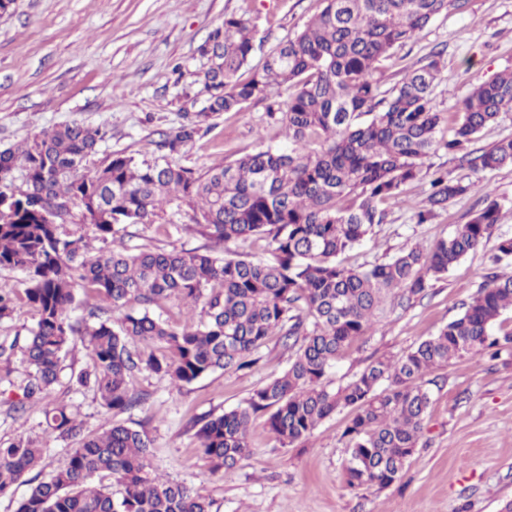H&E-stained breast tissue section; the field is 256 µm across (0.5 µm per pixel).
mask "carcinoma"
Returning <instances> with one entry per match:
<instances>
[{"mask_svg": "<svg viewBox=\"0 0 512 512\" xmlns=\"http://www.w3.org/2000/svg\"><path fill=\"white\" fill-rule=\"evenodd\" d=\"M460 2L320 0L305 28L273 49L245 82L236 75L253 55L256 30L241 17L224 18L200 47L210 61L199 79L205 111L186 116L162 147L176 152L201 123L241 112L283 87L288 99L278 120L286 150L259 149L203 173L122 154L88 171L104 132L72 122L0 151V269L26 275L25 298L38 314L21 347L28 366L23 399L11 411L41 402L45 420L42 437L0 444V496L25 481L50 441L77 444L63 466L31 488L17 512H212V502L197 489L153 473L146 431L110 422L87 434L78 407L47 401L62 357L79 344L89 364L72 382L93 390L110 416L145 404L147 394L128 388L135 371L167 377L181 388L217 370L252 366L266 339L277 335L293 351L288 369L255 389L245 407L196 432L212 470L227 473L249 455L254 415L267 416L269 431L290 445L337 410L351 408L343 432L346 484L386 488L401 479L432 404L424 377L466 355L512 345V330L493 334L512 308V275L493 273L436 335L373 361L343 387L327 382L329 370L368 332L391 293L401 292L408 302L423 298L432 280L483 246L505 207V200L486 195L482 209L429 251L414 247L358 267L342 259L385 222L382 205L422 179V161L435 148L475 174L512 165V138L474 147L483 129L512 111V67L469 90L448 138L440 136L445 117L434 103L442 52L405 70L388 91L375 79L395 48ZM16 170L24 176L21 186L13 180ZM475 188L450 172L434 173L416 223L432 222ZM166 205L192 210L199 232L216 246L267 235L269 257L129 251L119 233L154 223ZM77 224L103 247L89 253L84 234L69 229ZM494 263L512 265V237H498ZM77 287L84 293L78 304ZM131 298L141 310H127ZM169 298L187 309L179 327L150 314ZM77 309L82 313L74 318ZM131 339L143 347L130 350ZM106 477L117 490L102 484Z\"/></svg>", "mask_w": 512, "mask_h": 512, "instance_id": "carcinoma-1", "label": "carcinoma"}]
</instances>
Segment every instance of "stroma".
<instances>
[{
  "mask_svg": "<svg viewBox=\"0 0 512 512\" xmlns=\"http://www.w3.org/2000/svg\"><path fill=\"white\" fill-rule=\"evenodd\" d=\"M319 8V0H15L0 14V150L71 122L107 133L87 162L91 170L123 153L146 161L166 155L201 173L261 147L287 148L282 125L269 115L278 102L274 96L220 114L177 153L165 154L159 143L185 114L205 108L198 78L207 60L199 48L226 16H244L257 27L263 39L252 59L257 65ZM435 49L443 64L435 102L450 116L472 84L512 65V0H466L449 9L383 62L382 89L392 88L404 68L421 65ZM477 180L478 189L450 203L430 224L414 219L427 181L405 186L399 200L387 203L386 223L374 226L346 254V263H380L404 249L432 247L481 208L485 192L512 200L511 166L478 174ZM191 216L189 209L165 207L154 223L129 226L124 243L132 251L204 249L209 241ZM493 251L489 242L463 258L412 304L387 302L369 333L330 370L331 387L435 335L483 283ZM258 355L253 369L218 371L181 389L146 371L134 374L131 388L147 392L148 400L113 420L146 430L156 472L198 489L212 500L214 512H500L512 500V348H502L494 360L474 355L430 373L433 403L419 447L402 479L384 489L352 488L343 479L346 409L286 447L264 418H253L249 455L232 473H212L192 424L243 406L291 358L275 336ZM87 360L85 349L69 352L51 397L79 405L86 429L95 431L106 420L98 400L68 388L71 372ZM26 371L21 354L0 359V442L43 432L39 405L20 416L9 411L22 397L18 384Z\"/></svg>",
  "mask_w": 512,
  "mask_h": 512,
  "instance_id": "stroma-1",
  "label": "stroma"
}]
</instances>
